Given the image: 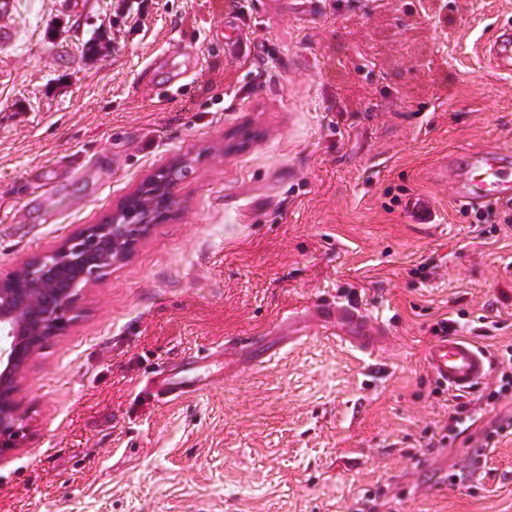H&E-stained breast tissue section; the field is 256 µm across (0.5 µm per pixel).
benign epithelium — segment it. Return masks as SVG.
Instances as JSON below:
<instances>
[{
	"label": "benign epithelium",
	"instance_id": "obj_1",
	"mask_svg": "<svg viewBox=\"0 0 512 512\" xmlns=\"http://www.w3.org/2000/svg\"><path fill=\"white\" fill-rule=\"evenodd\" d=\"M182 157L148 174L98 224H87L52 249L31 255L7 279H0V451L15 446L22 429L21 378L45 340L69 324V288H51L49 279L70 266L84 267L85 283L100 281L112 266L126 262L172 208L174 189L189 172Z\"/></svg>",
	"mask_w": 512,
	"mask_h": 512
}]
</instances>
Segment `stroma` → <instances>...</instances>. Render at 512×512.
Masks as SVG:
<instances>
[{"instance_id":"stroma-1","label":"stroma","mask_w":512,"mask_h":512,"mask_svg":"<svg viewBox=\"0 0 512 512\" xmlns=\"http://www.w3.org/2000/svg\"><path fill=\"white\" fill-rule=\"evenodd\" d=\"M509 17L512 0H11L0 279L155 169L193 165L26 369L0 512H355L379 487L378 512H512V435L469 471L512 398L468 394L476 423L428 447L453 394L424 363L448 318L487 354L512 347V226L438 176L454 153L512 149V73L484 49ZM417 194L435 224L409 222ZM323 303L361 307L385 345L316 326L287 343L288 313ZM215 348L217 387L149 393Z\"/></svg>"}]
</instances>
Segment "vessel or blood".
<instances>
[{"mask_svg": "<svg viewBox=\"0 0 512 512\" xmlns=\"http://www.w3.org/2000/svg\"><path fill=\"white\" fill-rule=\"evenodd\" d=\"M485 53L498 71H512V22L500 25L485 44ZM453 178L456 203L471 209L512 202V151L473 150L454 157L449 171ZM411 223L435 221L432 201L425 196L411 197L406 204ZM315 316L322 327L335 330L338 339L351 347L375 349L383 330L371 326L358 307L320 305ZM211 354L205 353L181 361L169 369L156 371L152 393L161 402L209 389L213 384L206 369ZM429 371L449 390L464 393L482 384L490 373L489 357L477 345L462 336H444L434 341L425 357Z\"/></svg>", "mask_w": 512, "mask_h": 512, "instance_id": "1", "label": "vessel or blood"}]
</instances>
